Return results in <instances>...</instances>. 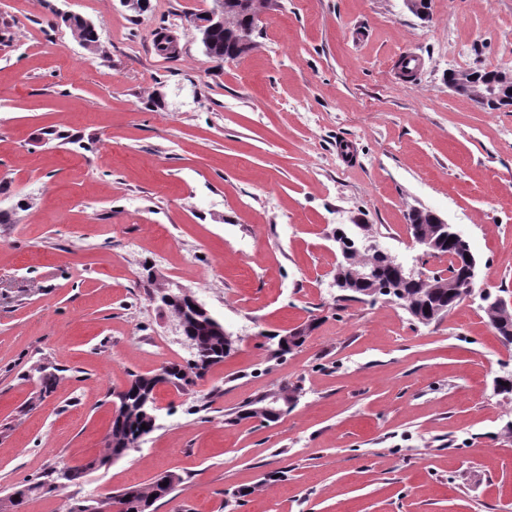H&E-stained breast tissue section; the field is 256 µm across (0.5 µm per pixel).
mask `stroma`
Segmentation results:
<instances>
[{"mask_svg": "<svg viewBox=\"0 0 512 512\" xmlns=\"http://www.w3.org/2000/svg\"><path fill=\"white\" fill-rule=\"evenodd\" d=\"M212 5L0 0V512H68L169 473L184 481L151 512H512V395L494 385L512 346L479 296L422 325L332 285L335 232L360 224L403 265L446 269L409 242L425 208L469 241L479 288L512 300V108L447 82L512 67V0H430L425 19L402 0H280L233 62L186 21ZM162 27L175 57L154 47ZM169 281L234 351L158 392L140 448L16 504L28 479L102 454L133 375L189 359L157 296ZM308 323L274 357L270 335ZM287 383L278 422H225Z\"/></svg>", "mask_w": 512, "mask_h": 512, "instance_id": "35a3bbf8", "label": "stroma"}]
</instances>
